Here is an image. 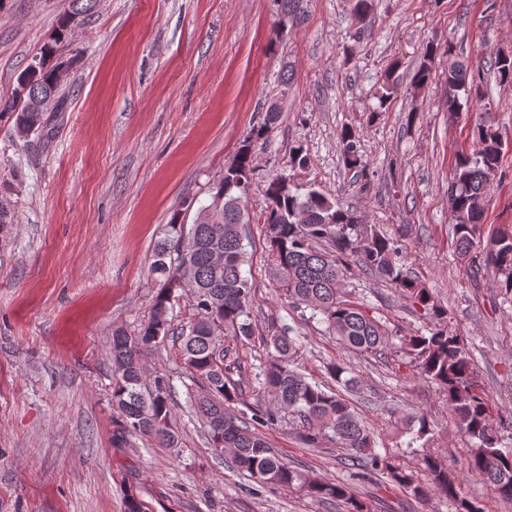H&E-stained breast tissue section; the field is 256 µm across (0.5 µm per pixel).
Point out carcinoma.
I'll return each instance as SVG.
<instances>
[{
    "label": "carcinoma",
    "mask_w": 512,
    "mask_h": 512,
    "mask_svg": "<svg viewBox=\"0 0 512 512\" xmlns=\"http://www.w3.org/2000/svg\"><path fill=\"white\" fill-rule=\"evenodd\" d=\"M92 0H70V11L58 19L55 34L20 73L13 98L0 101V116L13 120L16 135H34L49 141L55 135L50 113L64 111L67 80L57 77L46 61L55 57L58 44L69 38V17L82 15ZM372 9V0H354L352 16L357 31ZM502 82H512V59L502 54L490 61ZM463 60L448 63L446 107L461 108L460 95L483 99L482 84ZM279 107L270 104L261 122L240 143L234 161L209 190L192 224L180 215L171 217L157 242L149 276L158 284L148 320L137 333L112 331V402L116 410L112 440L121 447L132 435L157 440L175 448L178 436L170 428V378L160 373L150 391L144 390L143 359L166 338L178 345L177 353L189 378L198 387L191 408L207 427L209 444L229 456L232 465L257 484L297 487L313 500L336 501L343 512H372L347 484L303 475L285 463L271 448L262 428L274 426L284 416L299 423V438L309 448L328 441L339 448L351 466L383 474L392 485L415 498L433 492L455 502L456 512H482L464 497L460 483L448 474L437 457L425 454L422 465L428 482L417 483L389 456L374 450V439L337 389L307 381L295 360L297 339L282 331L274 318L264 322L261 338L272 349L260 367L264 393L271 397L265 408L251 416L230 412L245 404L241 377L245 372L232 343H244L259 331L253 311L252 283L243 274L247 264L243 229L249 214L243 207L245 185L252 182L254 146L269 136L279 119ZM473 149L460 154L448 182V205L457 259L474 278L493 268L504 276L500 287L512 291V225L485 233V214L491 184L500 172L499 135L481 119L472 129ZM359 140L343 129L338 143L344 163L363 173L360 153L348 150ZM262 210L272 274L280 298L296 309L311 310L341 344L360 354L383 355L390 345L388 329L359 305L343 299L342 282L353 267L374 272L399 289L424 314L436 320L433 327L405 340V350L420 375L443 393L455 424L470 442L467 466L489 484L492 493L512 501V447L502 445L498 421L475 380L468 349L460 336L448 330L447 310L430 290L405 271L397 260L398 244L382 232L355 222V212L340 200L311 189L304 194L284 186L282 177L268 181ZM186 297L191 306L187 324L176 328L170 312L172 300ZM329 377L346 388L361 386L347 367L331 363Z\"/></svg>",
    "instance_id": "cac0c4a2"
}]
</instances>
